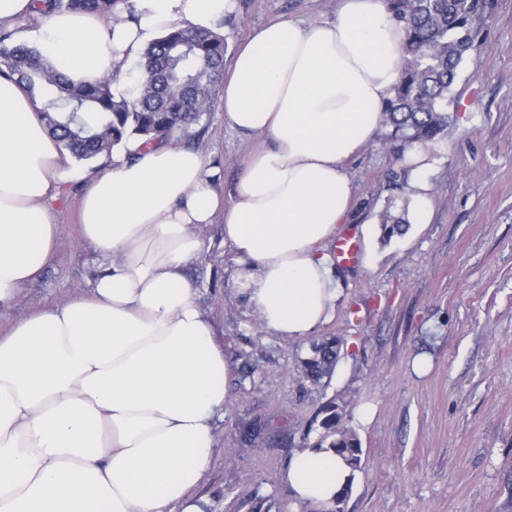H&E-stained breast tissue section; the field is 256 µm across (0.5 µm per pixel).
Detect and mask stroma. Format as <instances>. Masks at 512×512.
Instances as JSON below:
<instances>
[{
	"label": "stroma",
	"instance_id": "obj_1",
	"mask_svg": "<svg viewBox=\"0 0 512 512\" xmlns=\"http://www.w3.org/2000/svg\"><path fill=\"white\" fill-rule=\"evenodd\" d=\"M224 19L228 53L254 28L284 18L332 17L339 0H237ZM448 97L447 133L425 151L430 221L384 239L385 210H414L410 174L385 131L349 163L353 264L335 263L342 298L320 337L341 341L325 387L301 373L310 342L262 332L224 245V220L203 230L188 269L202 310L235 372L215 419L212 468L196 489L205 512H293L281 475L321 406L337 400L361 442L345 512H512V0H491ZM263 138L244 137L214 108L191 150L234 186ZM83 193L52 206L54 261L0 311L15 320L84 296L99 268L80 234ZM255 372L243 378L244 365Z\"/></svg>",
	"mask_w": 512,
	"mask_h": 512
}]
</instances>
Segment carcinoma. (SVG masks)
<instances>
[{
	"mask_svg": "<svg viewBox=\"0 0 512 512\" xmlns=\"http://www.w3.org/2000/svg\"><path fill=\"white\" fill-rule=\"evenodd\" d=\"M41 15L52 12H92L104 20L124 11L133 20L129 0H35ZM404 24L405 45L401 79L382 112L396 153L414 144L425 146L448 129V93L457 69L472 48L477 33L474 17L489 0H387ZM227 38L220 32L172 27L147 44L139 62L146 79L131 94H116L117 76L93 82H70L39 51L14 38L0 26V77L23 84L43 104L51 134L73 158L92 163L112 153L128 139L148 143H182L192 129L202 134L223 86ZM406 211L382 215L386 237L403 232ZM338 341L312 344L303 361V375L315 385L332 376ZM336 399L325 403L318 425L309 428L301 448L332 450L351 468L361 469V445L343 421ZM315 436H310V433Z\"/></svg>",
	"mask_w": 512,
	"mask_h": 512,
	"instance_id": "1",
	"label": "carcinoma"
}]
</instances>
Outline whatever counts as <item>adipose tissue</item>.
Listing matches in <instances>:
<instances>
[{"label": "adipose tissue", "instance_id": "ef3b65f1", "mask_svg": "<svg viewBox=\"0 0 512 512\" xmlns=\"http://www.w3.org/2000/svg\"><path fill=\"white\" fill-rule=\"evenodd\" d=\"M135 21L83 12L40 18L19 40L75 82L127 75L170 26L216 29L237 0H132ZM405 31L383 0H340L333 18L255 28L224 81V123L265 136L225 203L220 169L196 153L131 140L89 175L49 132L41 104L0 85V310L53 259L47 201L89 181L81 233L99 274L88 295L40 309L0 336V512H203L213 419L232 369L188 265L224 218L236 286L263 330L300 342L341 297L328 242L354 203L349 160L383 123ZM351 470L297 452L281 481L320 512Z\"/></svg>", "mask_w": 512, "mask_h": 512}]
</instances>
